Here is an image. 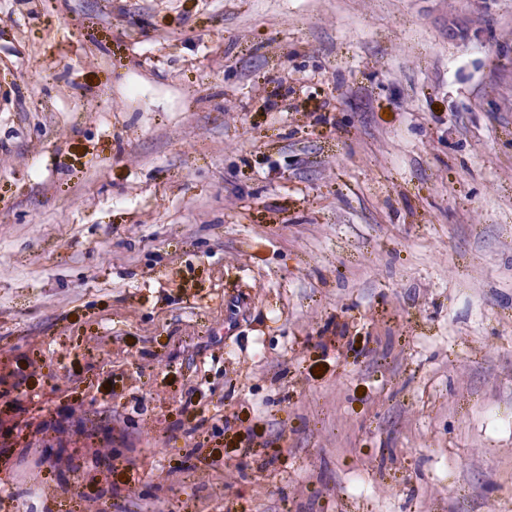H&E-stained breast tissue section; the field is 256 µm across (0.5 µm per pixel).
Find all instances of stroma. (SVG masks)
<instances>
[{
  "label": "stroma",
  "mask_w": 512,
  "mask_h": 512,
  "mask_svg": "<svg viewBox=\"0 0 512 512\" xmlns=\"http://www.w3.org/2000/svg\"><path fill=\"white\" fill-rule=\"evenodd\" d=\"M2 496L512 512V0H0Z\"/></svg>",
  "instance_id": "1"
}]
</instances>
